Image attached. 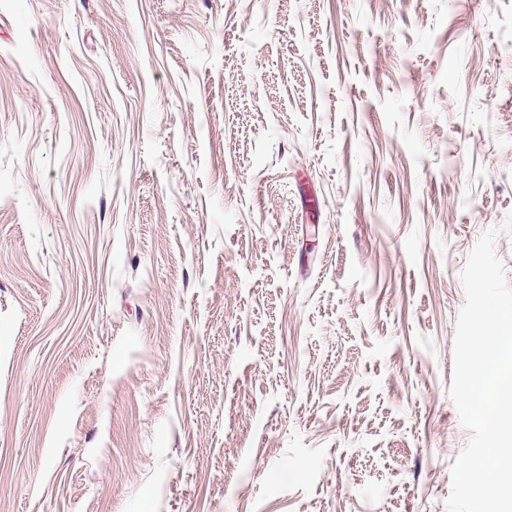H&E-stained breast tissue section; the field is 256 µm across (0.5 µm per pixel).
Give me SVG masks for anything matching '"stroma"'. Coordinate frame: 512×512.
Returning a JSON list of instances; mask_svg holds the SVG:
<instances>
[{
  "label": "stroma",
  "mask_w": 512,
  "mask_h": 512,
  "mask_svg": "<svg viewBox=\"0 0 512 512\" xmlns=\"http://www.w3.org/2000/svg\"><path fill=\"white\" fill-rule=\"evenodd\" d=\"M512 0H0V512H447Z\"/></svg>",
  "instance_id": "stroma-1"
}]
</instances>
